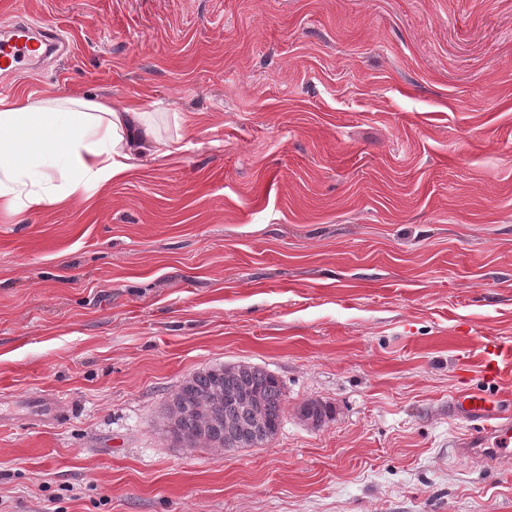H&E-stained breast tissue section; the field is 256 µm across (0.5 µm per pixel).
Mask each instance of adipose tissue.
Here are the masks:
<instances>
[{"mask_svg":"<svg viewBox=\"0 0 512 512\" xmlns=\"http://www.w3.org/2000/svg\"><path fill=\"white\" fill-rule=\"evenodd\" d=\"M179 149L135 101L115 107L52 89L36 100L1 97L0 203L17 214L63 205L87 185H107L137 161L159 163Z\"/></svg>","mask_w":512,"mask_h":512,"instance_id":"obj_1","label":"adipose tissue"}]
</instances>
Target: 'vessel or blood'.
<instances>
[{
    "label": "vessel or blood",
    "instance_id": "b4317fda",
    "mask_svg": "<svg viewBox=\"0 0 512 512\" xmlns=\"http://www.w3.org/2000/svg\"><path fill=\"white\" fill-rule=\"evenodd\" d=\"M42 39L34 38L32 26L21 21L10 30L9 37L0 41V71L14 75L22 61L39 62ZM506 354L498 344L486 345L480 356L482 372L488 382L501 378V363ZM448 415L474 423L456 453L458 456L486 466L497 465L502 458L512 455V411L494 394L467 392L448 401Z\"/></svg>",
    "mask_w": 512,
    "mask_h": 512
}]
</instances>
